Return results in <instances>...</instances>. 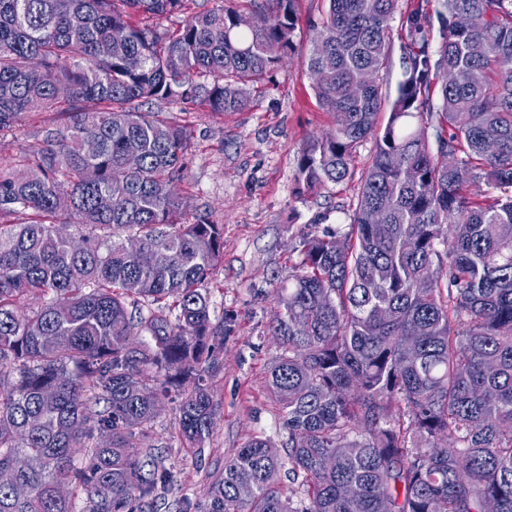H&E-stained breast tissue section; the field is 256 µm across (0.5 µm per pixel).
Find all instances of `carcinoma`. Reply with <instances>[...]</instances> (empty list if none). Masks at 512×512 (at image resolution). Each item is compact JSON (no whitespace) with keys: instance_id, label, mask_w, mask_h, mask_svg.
Wrapping results in <instances>:
<instances>
[{"instance_id":"carcinoma-1","label":"carcinoma","mask_w":512,"mask_h":512,"mask_svg":"<svg viewBox=\"0 0 512 512\" xmlns=\"http://www.w3.org/2000/svg\"><path fill=\"white\" fill-rule=\"evenodd\" d=\"M265 2L247 30L227 0L161 31L189 0H0V131L66 118L0 165V469L27 488L0 484V512H155L171 475L144 427L170 386L192 384L182 435L209 439L224 322L207 285L224 229L170 191L187 127L143 107L246 108L300 25L298 0ZM326 2L307 71L335 127L310 138L298 180L340 184L361 143L375 138V152L348 230L303 236L274 295L282 353L268 386L285 455L251 440L196 512H512V0H439L434 51L418 0L381 129L397 0ZM366 72L373 83L350 95ZM481 180L499 194L473 192ZM132 239L150 263L127 262ZM134 297L156 308L134 318ZM65 485L84 492L81 510L57 495Z\"/></svg>"}]
</instances>
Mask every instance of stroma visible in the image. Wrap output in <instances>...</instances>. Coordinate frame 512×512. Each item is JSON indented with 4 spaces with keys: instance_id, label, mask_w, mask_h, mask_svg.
Here are the masks:
<instances>
[{
    "instance_id": "35a3bbf8",
    "label": "stroma",
    "mask_w": 512,
    "mask_h": 512,
    "mask_svg": "<svg viewBox=\"0 0 512 512\" xmlns=\"http://www.w3.org/2000/svg\"><path fill=\"white\" fill-rule=\"evenodd\" d=\"M325 8V0H299L293 49L273 77L252 90L246 110L222 116L190 103L172 106L191 138L187 175L176 190L192 210L224 227V258L208 284L211 318L224 324L219 364L207 376L216 404L213 434L204 447H191L179 432L174 396L148 427L172 475V500L202 502L225 460L252 438L279 449L288 441L281 406L267 383L281 353L270 330L274 291L294 272L301 236L316 225L345 227L361 187L355 179L306 193L296 179L308 138L334 127L305 66L309 25ZM63 123L47 112L35 123L0 132V162L19 157L41 129Z\"/></svg>"
}]
</instances>
